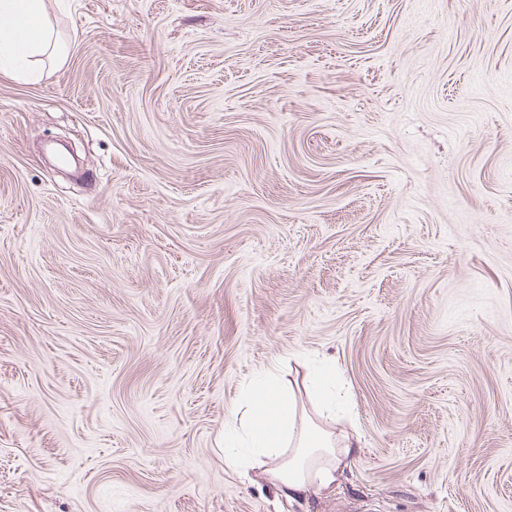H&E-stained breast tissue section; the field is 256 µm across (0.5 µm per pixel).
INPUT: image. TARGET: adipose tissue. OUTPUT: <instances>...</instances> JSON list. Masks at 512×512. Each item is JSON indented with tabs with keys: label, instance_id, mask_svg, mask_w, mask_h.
I'll return each mask as SVG.
<instances>
[{
	"label": "adipose tissue",
	"instance_id": "adipose-tissue-1",
	"mask_svg": "<svg viewBox=\"0 0 512 512\" xmlns=\"http://www.w3.org/2000/svg\"><path fill=\"white\" fill-rule=\"evenodd\" d=\"M65 44L49 19L46 0H0V73L36 78L44 62L63 63ZM247 445L225 448L224 462L257 470L287 498L302 497L311 486L327 488L354 454L348 435L331 432L349 420L352 405L327 367L302 391L282 387L277 367L262 371L246 393Z\"/></svg>",
	"mask_w": 512,
	"mask_h": 512
}]
</instances>
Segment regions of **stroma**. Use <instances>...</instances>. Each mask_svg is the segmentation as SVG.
<instances>
[{
  "label": "stroma",
  "instance_id": "obj_1",
  "mask_svg": "<svg viewBox=\"0 0 512 512\" xmlns=\"http://www.w3.org/2000/svg\"><path fill=\"white\" fill-rule=\"evenodd\" d=\"M0 76V512H512V0H46ZM336 362L353 464H224ZM66 56L46 0L0 1V73L34 79L46 60L60 65Z\"/></svg>",
  "mask_w": 512,
  "mask_h": 512
}]
</instances>
